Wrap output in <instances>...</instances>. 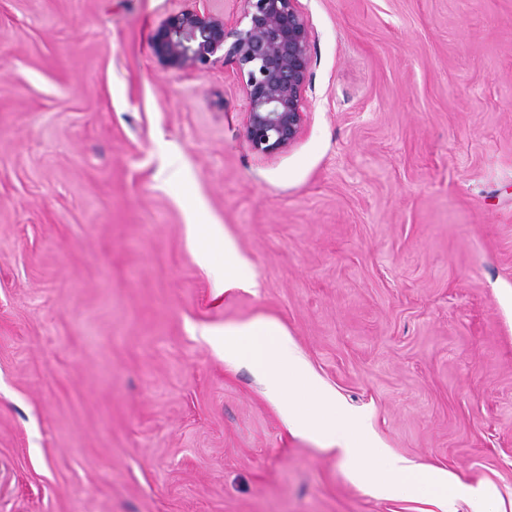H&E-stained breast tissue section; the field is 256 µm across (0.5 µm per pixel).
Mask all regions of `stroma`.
Wrapping results in <instances>:
<instances>
[{"instance_id": "stroma-1", "label": "stroma", "mask_w": 512, "mask_h": 512, "mask_svg": "<svg viewBox=\"0 0 512 512\" xmlns=\"http://www.w3.org/2000/svg\"><path fill=\"white\" fill-rule=\"evenodd\" d=\"M299 139L232 63L165 68L207 0H0V512H440L292 435L214 335L266 317L385 450L512 512V0H299ZM258 287L214 295L190 221ZM206 228L211 241L218 242L224 248V275L218 279V290L229 292L236 288H255L258 281L248 261L242 257L234 242L225 234L223 237L218 224H188V230L193 237L198 230Z\"/></svg>"}]
</instances>
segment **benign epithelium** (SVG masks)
<instances>
[{"label":"benign epithelium","mask_w":512,"mask_h":512,"mask_svg":"<svg viewBox=\"0 0 512 512\" xmlns=\"http://www.w3.org/2000/svg\"><path fill=\"white\" fill-rule=\"evenodd\" d=\"M199 12L184 8L160 30L159 57L168 69L233 62L245 79L248 100L244 135L252 149L270 155L291 147L305 123L304 99L312 65V35L298 0H235L243 29L226 30L221 4ZM232 42H227L228 38Z\"/></svg>","instance_id":"benign-epithelium-1"}]
</instances>
